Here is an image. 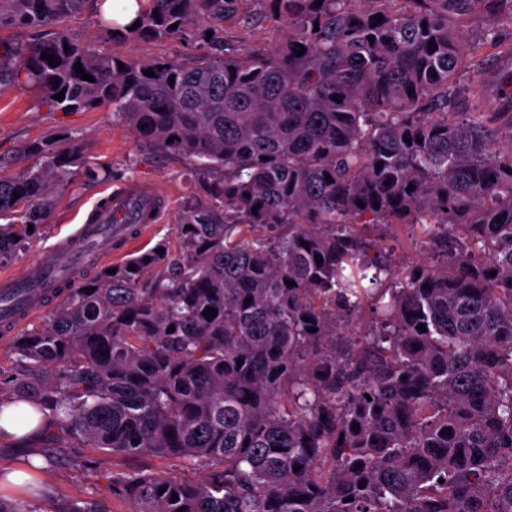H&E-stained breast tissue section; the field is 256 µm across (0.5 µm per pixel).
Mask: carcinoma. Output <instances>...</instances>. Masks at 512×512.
Listing matches in <instances>:
<instances>
[{"instance_id":"carcinoma-1","label":"carcinoma","mask_w":512,"mask_h":512,"mask_svg":"<svg viewBox=\"0 0 512 512\" xmlns=\"http://www.w3.org/2000/svg\"><path fill=\"white\" fill-rule=\"evenodd\" d=\"M87 2L0 0V28L47 30L0 39V85L54 112L108 108L218 177L184 201L178 254L161 242L101 269L13 337L0 400L43 412L46 438L199 472L115 474L130 512H512V148H495L512 96L483 95L512 71L489 78L479 58L512 57V0H261L287 25L280 47L190 63L77 42L61 23ZM248 2L145 0L139 27L104 28L115 46H204ZM29 152L39 165L0 177V264L49 223L80 140ZM379 224L437 260L394 267L363 233ZM0 512L34 510L0 493Z\"/></svg>"}]
</instances>
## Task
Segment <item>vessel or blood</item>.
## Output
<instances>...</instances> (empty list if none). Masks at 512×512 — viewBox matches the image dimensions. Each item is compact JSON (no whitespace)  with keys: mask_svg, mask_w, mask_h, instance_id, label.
I'll return each instance as SVG.
<instances>
[{"mask_svg":"<svg viewBox=\"0 0 512 512\" xmlns=\"http://www.w3.org/2000/svg\"><path fill=\"white\" fill-rule=\"evenodd\" d=\"M167 212L164 194L156 188L125 183L101 196L83 224L55 243L42 249L33 274L0 275V327L5 332L18 330L29 318L46 310L55 285L70 282L86 259L90 246L108 234H119L124 244H131L124 225L136 223L139 233L163 221Z\"/></svg>","mask_w":512,"mask_h":512,"instance_id":"b4317fda","label":"vessel or blood"}]
</instances>
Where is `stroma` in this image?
Masks as SVG:
<instances>
[{"label":"stroma","mask_w":512,"mask_h":512,"mask_svg":"<svg viewBox=\"0 0 512 512\" xmlns=\"http://www.w3.org/2000/svg\"><path fill=\"white\" fill-rule=\"evenodd\" d=\"M248 10L251 22L232 20L224 25V39L239 49H271L278 45L285 29L267 18L262 0H253ZM71 36L96 50L119 51L131 59L179 58L191 60L202 55V48L188 46L184 40L169 39L147 43L129 40L113 45L105 34L102 17L94 6H87L65 22ZM71 132L81 140L80 161L96 167L98 179L76 178L65 190L52 197L50 223L40 238L9 264L12 272H24L33 266L38 251L81 223L103 190L124 182H141L157 186L170 195V207L162 223L153 225L146 239L136 246L143 253L164 240L177 249L175 227L187 197L205 192L206 176L189 177L187 161L153 152L121 122L112 118L111 110L99 108L86 112H53L32 91L15 86L0 88V174L18 176L35 162L28 145L57 132ZM38 457L41 491L27 495L34 512H64L75 499L96 502L100 512H129L128 505L112 493V477L118 473L169 471L168 462L155 457H114L93 448H80L63 431H56L52 447L42 442L19 445L0 441V474L23 472L31 457Z\"/></svg>","instance_id":"stroma-1"}]
</instances>
